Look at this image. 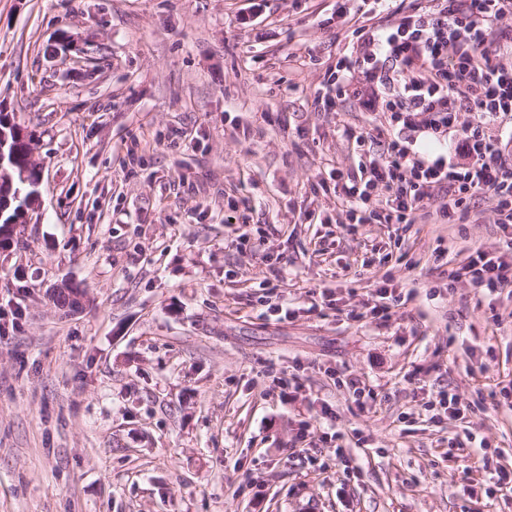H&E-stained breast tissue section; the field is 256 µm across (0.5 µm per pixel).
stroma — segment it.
I'll use <instances>...</instances> for the list:
<instances>
[{"instance_id": "1", "label": "stroma", "mask_w": 512, "mask_h": 512, "mask_svg": "<svg viewBox=\"0 0 512 512\" xmlns=\"http://www.w3.org/2000/svg\"><path fill=\"white\" fill-rule=\"evenodd\" d=\"M335 15L0 0V110L41 168L0 248V512H512L469 488L483 453L512 470V295L448 279L501 246L495 202L350 219L379 149L356 137L389 115L318 100L353 34ZM234 224L264 246L228 247ZM64 280L81 312L49 304ZM448 389L463 417L429 408Z\"/></svg>"}]
</instances>
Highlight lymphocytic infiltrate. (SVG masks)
<instances>
[{
	"label": "lymphocytic infiltrate",
	"mask_w": 512,
	"mask_h": 512,
	"mask_svg": "<svg viewBox=\"0 0 512 512\" xmlns=\"http://www.w3.org/2000/svg\"><path fill=\"white\" fill-rule=\"evenodd\" d=\"M356 40L336 62V91L362 70L389 113L380 154L341 187L360 224H409L434 192L443 216L466 220V202L489 193L496 222L512 228V0H370ZM460 139L455 154L427 156L418 139ZM480 291L512 294V237L472 252L451 272Z\"/></svg>",
	"instance_id": "obj_1"
}]
</instances>
